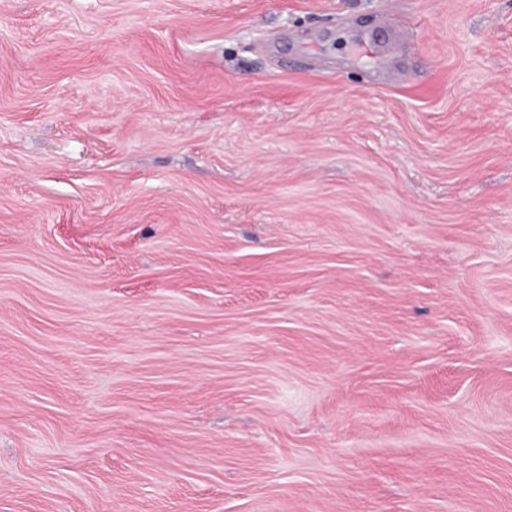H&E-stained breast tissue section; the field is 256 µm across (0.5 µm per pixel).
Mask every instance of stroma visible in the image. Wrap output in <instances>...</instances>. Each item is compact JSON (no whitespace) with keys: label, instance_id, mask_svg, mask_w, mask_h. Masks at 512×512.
<instances>
[{"label":"stroma","instance_id":"1","mask_svg":"<svg viewBox=\"0 0 512 512\" xmlns=\"http://www.w3.org/2000/svg\"><path fill=\"white\" fill-rule=\"evenodd\" d=\"M0 512H512V0H0Z\"/></svg>","mask_w":512,"mask_h":512}]
</instances>
